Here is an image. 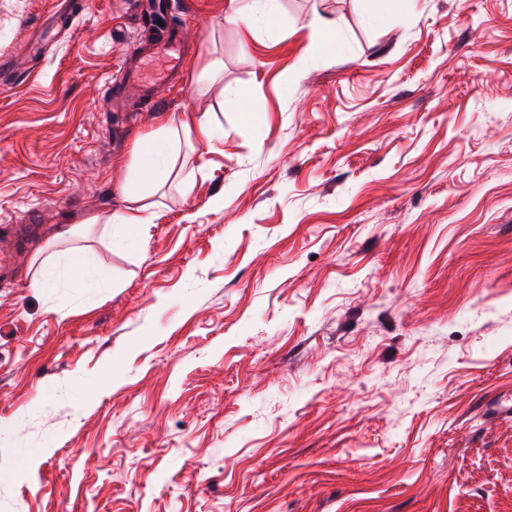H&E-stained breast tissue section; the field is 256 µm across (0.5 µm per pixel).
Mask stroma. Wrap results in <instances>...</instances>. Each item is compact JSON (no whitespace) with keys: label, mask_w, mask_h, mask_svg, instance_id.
Instances as JSON below:
<instances>
[{"label":"stroma","mask_w":512,"mask_h":512,"mask_svg":"<svg viewBox=\"0 0 512 512\" xmlns=\"http://www.w3.org/2000/svg\"><path fill=\"white\" fill-rule=\"evenodd\" d=\"M170 2L145 110L109 87L147 0L32 61L53 0H0V512H512V0ZM206 112L139 245L137 144ZM91 216L106 287H32Z\"/></svg>","instance_id":"obj_1"}]
</instances>
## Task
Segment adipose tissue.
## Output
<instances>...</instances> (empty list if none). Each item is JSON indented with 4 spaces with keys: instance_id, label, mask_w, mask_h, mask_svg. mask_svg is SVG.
I'll use <instances>...</instances> for the list:
<instances>
[{
    "instance_id": "ef3b65f1",
    "label": "adipose tissue",
    "mask_w": 512,
    "mask_h": 512,
    "mask_svg": "<svg viewBox=\"0 0 512 512\" xmlns=\"http://www.w3.org/2000/svg\"><path fill=\"white\" fill-rule=\"evenodd\" d=\"M177 140V130L164 126L160 128L157 138L151 140L149 146L140 147L139 162L133 171V181L125 190L128 205L119 214L113 215V223L141 230L146 229L148 217L143 201L157 187L168 181L171 174L168 161ZM65 275L81 279L90 277L87 254L80 251L73 252L69 262L65 264L61 263L57 254L50 253L42 256L32 285L36 288H49L55 286Z\"/></svg>"
}]
</instances>
